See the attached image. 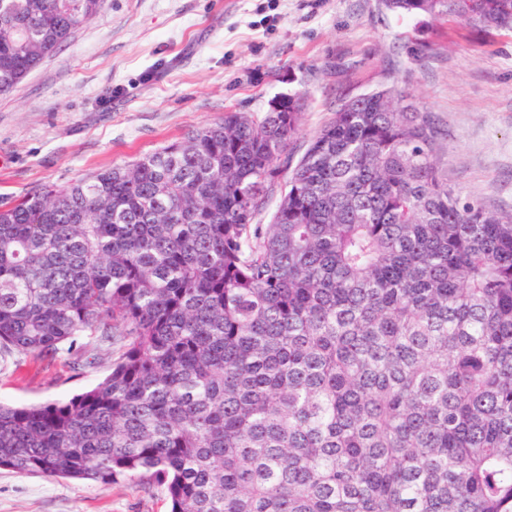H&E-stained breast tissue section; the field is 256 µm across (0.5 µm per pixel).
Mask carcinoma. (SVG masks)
Returning <instances> with one entry per match:
<instances>
[{"instance_id": "1", "label": "carcinoma", "mask_w": 512, "mask_h": 512, "mask_svg": "<svg viewBox=\"0 0 512 512\" xmlns=\"http://www.w3.org/2000/svg\"><path fill=\"white\" fill-rule=\"evenodd\" d=\"M102 3L0 0V95ZM383 7L512 29V0ZM410 99L341 98L295 162L300 97L226 112L1 207L0 349L117 357L0 403V469L138 480L170 512H512V215L448 186Z\"/></svg>"}]
</instances>
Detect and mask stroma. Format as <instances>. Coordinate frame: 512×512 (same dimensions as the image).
Returning <instances> with one entry per match:
<instances>
[{
    "instance_id": "1",
    "label": "stroma",
    "mask_w": 512,
    "mask_h": 512,
    "mask_svg": "<svg viewBox=\"0 0 512 512\" xmlns=\"http://www.w3.org/2000/svg\"><path fill=\"white\" fill-rule=\"evenodd\" d=\"M388 79L447 129L438 158L449 186L512 214V30L400 18L378 0H104L0 96V206L131 164L225 112L263 116L272 100L297 94L299 156L339 96ZM109 365L76 370L1 350L0 401L63 399ZM0 512H168V502L137 482L0 469Z\"/></svg>"
}]
</instances>
